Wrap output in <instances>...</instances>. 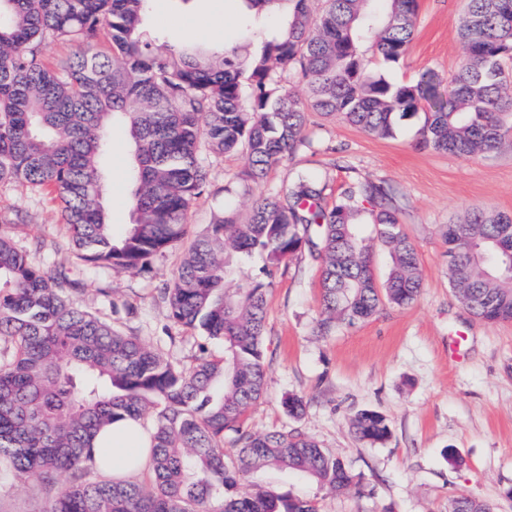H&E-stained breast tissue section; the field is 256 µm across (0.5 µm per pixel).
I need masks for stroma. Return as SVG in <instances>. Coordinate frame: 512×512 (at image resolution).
<instances>
[{"mask_svg":"<svg viewBox=\"0 0 512 512\" xmlns=\"http://www.w3.org/2000/svg\"><path fill=\"white\" fill-rule=\"evenodd\" d=\"M408 54L388 68L398 83L435 72L449 89L462 57L463 0H419ZM272 13L254 19L240 0H149L141 29L147 38L178 46L192 40L215 49L232 42L239 60L284 25ZM423 114L400 121L389 138L370 135L312 112L307 143L264 182L242 188L246 159L206 156L210 186L195 202L186 242L151 259L141 271L89 268L71 248L58 199L39 189L0 184V210L18 213L14 241L47 271H66L80 286L84 310L134 333L179 366L195 356L224 353L221 342L175 324L160 296L174 277L189 241L206 234L227 211L243 215L256 196L279 190L304 170L323 174L329 192L349 179L388 184L404 232L415 244L423 288L408 306L383 305L371 319L318 336L319 270L306 255L279 269L269 291L266 344L269 368L263 397L249 408L251 431L299 429L340 457L356 476L350 493L333 496L287 472L262 469L239 492L262 485L300 498H317L320 512H448L464 494L512 512V322L472 316L449 283L448 247L440 230L479 210L512 213V146L469 159L418 146ZM131 142L119 124L109 128L103 162L106 208L115 231L133 220L128 178ZM303 397L297 419L285 397ZM373 410L390 436L379 445L360 441L351 421ZM52 489L37 480L0 476V512H44Z\"/></svg>","mask_w":512,"mask_h":512,"instance_id":"1","label":"stroma"}]
</instances>
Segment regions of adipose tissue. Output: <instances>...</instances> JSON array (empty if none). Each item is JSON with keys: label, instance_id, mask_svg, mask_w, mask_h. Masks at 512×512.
Wrapping results in <instances>:
<instances>
[{"label": "adipose tissue", "instance_id": "adipose-tissue-1", "mask_svg": "<svg viewBox=\"0 0 512 512\" xmlns=\"http://www.w3.org/2000/svg\"><path fill=\"white\" fill-rule=\"evenodd\" d=\"M151 427L140 418L103 426L93 443V464L103 477L129 481L149 467Z\"/></svg>", "mask_w": 512, "mask_h": 512}]
</instances>
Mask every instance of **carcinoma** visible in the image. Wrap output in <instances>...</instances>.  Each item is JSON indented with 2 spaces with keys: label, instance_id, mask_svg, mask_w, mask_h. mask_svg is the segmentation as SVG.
<instances>
[{
  "label": "carcinoma",
  "instance_id": "1",
  "mask_svg": "<svg viewBox=\"0 0 512 512\" xmlns=\"http://www.w3.org/2000/svg\"><path fill=\"white\" fill-rule=\"evenodd\" d=\"M146 0H0V184L54 194L77 257L95 266L138 270L181 243L194 201L209 184L200 157L243 150L244 188L263 181L306 144L308 113L339 115L374 136L427 103L420 144L471 158L512 144V0H466L463 59L448 94L434 73L412 84L372 69L360 47L396 64L408 51L419 0H244L252 16L288 4L287 25L246 65L227 42L152 48L140 29ZM106 31L112 55L89 50ZM88 46L60 65L50 46ZM305 85L288 91L275 67ZM121 120L133 147L134 222L116 238L104 205L102 159L109 123ZM323 177L307 171L288 189L255 199L240 217L226 213L188 248L162 289L173 320L224 341L222 357L174 366L140 338L78 308L77 282L36 266L0 214V465L17 478L60 485L45 512H319L314 498L237 487L263 468L285 469L341 494L354 476L300 430L255 434L244 427L264 393L267 285L233 290L232 257L259 255L262 273L306 253L319 263L317 333L371 318L384 302L407 306L421 292L417 249L401 228L382 183L355 181L326 200ZM369 215L391 269L379 282L364 236ZM453 289L475 317L512 321V215L474 212L441 230ZM156 412L152 479L89 482L98 428ZM352 426L384 442L382 415L364 410ZM234 433L225 441L226 433ZM448 512H495L467 495Z\"/></svg>",
  "mask_w": 512,
  "mask_h": 512
}]
</instances>
